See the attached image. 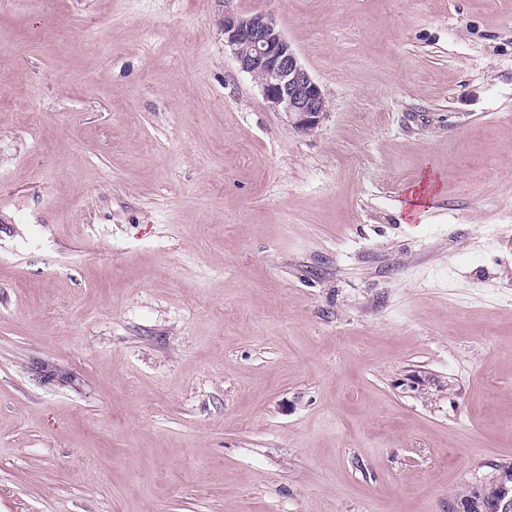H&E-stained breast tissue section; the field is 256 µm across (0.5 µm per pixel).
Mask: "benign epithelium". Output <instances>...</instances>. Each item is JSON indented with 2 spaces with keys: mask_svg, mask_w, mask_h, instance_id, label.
Masks as SVG:
<instances>
[{
  "mask_svg": "<svg viewBox=\"0 0 512 512\" xmlns=\"http://www.w3.org/2000/svg\"><path fill=\"white\" fill-rule=\"evenodd\" d=\"M224 45L249 74L268 107L283 114L298 131L316 128L325 112L320 85L299 62L281 27L258 12L242 15L224 12L221 20Z\"/></svg>",
  "mask_w": 512,
  "mask_h": 512,
  "instance_id": "1",
  "label": "benign epithelium"
}]
</instances>
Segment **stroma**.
<instances>
[{
    "mask_svg": "<svg viewBox=\"0 0 512 512\" xmlns=\"http://www.w3.org/2000/svg\"><path fill=\"white\" fill-rule=\"evenodd\" d=\"M0 50V512L512 503V0H0ZM220 24L224 45L241 71L252 77L268 107L298 131L316 128L326 108L324 94L276 21L261 12L242 15L228 10Z\"/></svg>",
    "mask_w": 512,
    "mask_h": 512,
    "instance_id": "35a3bbf8",
    "label": "stroma"
}]
</instances>
